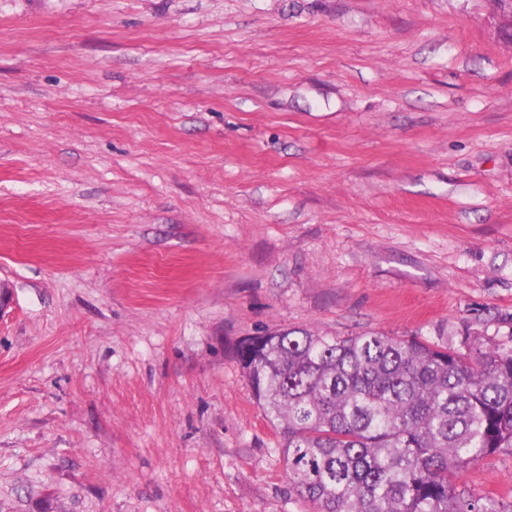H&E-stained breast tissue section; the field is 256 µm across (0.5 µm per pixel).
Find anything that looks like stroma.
<instances>
[{
  "label": "stroma",
  "mask_w": 512,
  "mask_h": 512,
  "mask_svg": "<svg viewBox=\"0 0 512 512\" xmlns=\"http://www.w3.org/2000/svg\"><path fill=\"white\" fill-rule=\"evenodd\" d=\"M0 283V512H314L235 345H512V6L0 0Z\"/></svg>",
  "instance_id": "1"
}]
</instances>
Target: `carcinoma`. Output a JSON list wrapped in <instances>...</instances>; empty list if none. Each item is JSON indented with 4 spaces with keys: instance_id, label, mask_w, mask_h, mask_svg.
Listing matches in <instances>:
<instances>
[{
    "instance_id": "cac0c4a2",
    "label": "carcinoma",
    "mask_w": 512,
    "mask_h": 512,
    "mask_svg": "<svg viewBox=\"0 0 512 512\" xmlns=\"http://www.w3.org/2000/svg\"><path fill=\"white\" fill-rule=\"evenodd\" d=\"M236 357L315 512H503L456 480L512 448V346L294 330L245 337Z\"/></svg>"
}]
</instances>
